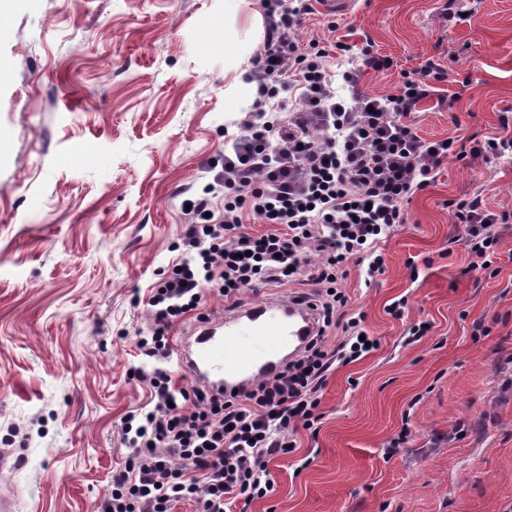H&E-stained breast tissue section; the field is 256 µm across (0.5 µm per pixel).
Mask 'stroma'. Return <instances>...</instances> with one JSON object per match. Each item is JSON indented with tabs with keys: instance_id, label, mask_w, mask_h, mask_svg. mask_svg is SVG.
I'll list each match as a JSON object with an SVG mask.
<instances>
[{
	"instance_id": "stroma-1",
	"label": "stroma",
	"mask_w": 512,
	"mask_h": 512,
	"mask_svg": "<svg viewBox=\"0 0 512 512\" xmlns=\"http://www.w3.org/2000/svg\"><path fill=\"white\" fill-rule=\"evenodd\" d=\"M358 0L314 12L302 41L387 57L364 71L396 93L428 58L442 78L412 120L426 140L501 133L512 112V0ZM261 0L232 20L224 0H17L0 19V478L15 512H95L129 455L120 421L149 398L132 377L146 300L176 259L184 199L201 192L225 134L239 131L226 60ZM482 194L512 210V158H448L381 243L372 282L349 267L347 309L378 350L337 367L317 435L274 459V492L250 512H512V223L491 270L472 260L448 201ZM406 298L402 319L387 314ZM422 321L430 332L410 341ZM405 435L396 453L391 440Z\"/></svg>"
}]
</instances>
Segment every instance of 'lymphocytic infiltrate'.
Returning a JSON list of instances; mask_svg holds the SVG:
<instances>
[{
  "label": "lymphocytic infiltrate",
  "mask_w": 512,
  "mask_h": 512,
  "mask_svg": "<svg viewBox=\"0 0 512 512\" xmlns=\"http://www.w3.org/2000/svg\"><path fill=\"white\" fill-rule=\"evenodd\" d=\"M269 20L252 80L256 97L222 158L221 170L192 199L180 255L152 284L147 303L154 317L138 337L135 370L150 400L129 411L121 433L131 454L96 512H248L275 486L272 459L295 451L296 429L314 430L321 419L320 392L337 364L366 356L361 320L348 316L340 288L348 266L368 277L385 270L379 249L405 206L427 188L449 157L489 160L512 156V135L474 140H425L410 120L434 92L442 70L435 59L406 75L397 93L361 91L359 73L331 68L332 49L297 31L312 0H262ZM298 89L288 111L272 107L281 93ZM452 215L465 227V245L482 269L498 246L495 225L512 213L488 210L481 196L455 202ZM264 231L245 226L246 218ZM316 286L297 294L318 315V331L302 351L245 394L227 397L200 386H180L171 367L172 326L202 309L208 295L240 306L254 285ZM346 338L336 348L326 338L336 328Z\"/></svg>",
  "instance_id": "lymphocytic-infiltrate-1"
}]
</instances>
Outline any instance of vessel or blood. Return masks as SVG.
<instances>
[{"label":"vessel or blood","instance_id":"1","mask_svg":"<svg viewBox=\"0 0 512 512\" xmlns=\"http://www.w3.org/2000/svg\"><path fill=\"white\" fill-rule=\"evenodd\" d=\"M316 331L309 306L268 300L203 324L179 345L176 365L213 392H242L297 355Z\"/></svg>","mask_w":512,"mask_h":512}]
</instances>
